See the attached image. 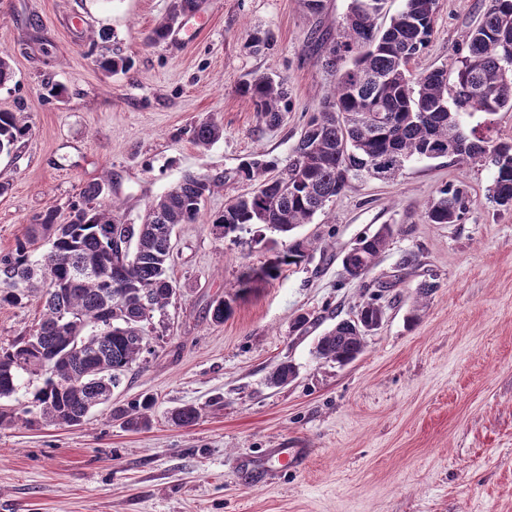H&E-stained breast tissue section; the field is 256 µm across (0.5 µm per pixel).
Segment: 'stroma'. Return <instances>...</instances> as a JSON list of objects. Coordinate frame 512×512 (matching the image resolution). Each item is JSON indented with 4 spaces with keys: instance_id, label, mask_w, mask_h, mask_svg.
<instances>
[{
    "instance_id": "1",
    "label": "stroma",
    "mask_w": 512,
    "mask_h": 512,
    "mask_svg": "<svg viewBox=\"0 0 512 512\" xmlns=\"http://www.w3.org/2000/svg\"><path fill=\"white\" fill-rule=\"evenodd\" d=\"M199 3L152 46L172 0H0V51L13 70L0 112L31 127L0 156V255L45 210L68 217L86 185L101 184L104 201L138 224L185 174L221 179L196 223L174 229L180 292L110 400L77 427L0 426V512H512V209L488 194L493 166L422 159L391 180L353 181L296 229L316 244L301 264L243 285L288 240L261 224L222 236L211 221L254 190L236 174L244 161L286 158L323 110L333 78L310 35L336 30L350 0H326L319 16L301 0ZM487 5L438 0L413 70L452 68ZM258 31L268 40L256 49ZM116 53L129 70L99 66ZM264 73L288 84L290 110L274 126L236 91ZM48 82L66 87L63 99L45 97ZM208 117L224 136L203 149L192 127ZM446 187L467 196L462 220L427 223V202ZM383 224L397 232L370 277L398 281L383 322L350 364L320 360L318 338L370 294L342 257ZM408 252L417 267L401 268ZM425 282L437 289L423 299ZM220 298L231 310L216 323ZM41 311L35 296L0 307V345L28 334ZM283 362L295 377L268 385ZM147 396L150 426L127 430L115 410ZM185 405L199 417L176 425L170 415ZM272 448L305 454L286 467Z\"/></svg>"
}]
</instances>
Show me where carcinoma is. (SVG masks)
I'll return each instance as SVG.
<instances>
[{"label": "carcinoma", "mask_w": 512, "mask_h": 512, "mask_svg": "<svg viewBox=\"0 0 512 512\" xmlns=\"http://www.w3.org/2000/svg\"><path fill=\"white\" fill-rule=\"evenodd\" d=\"M385 3L351 0L336 33L314 32L325 68L339 73L325 109L307 121L287 158L259 155L240 167L239 175L258 187L225 204L212 220L214 228L227 235L247 224H264L289 234L324 212L351 180L376 177L382 163L392 165V178L421 158L490 159V197L512 209V141H495L460 121L463 112L512 110V0H490L481 22L465 37L467 54L458 61L451 85L446 69L417 73L410 67L430 40L437 0H404L380 32L376 20ZM197 8L198 0H176L149 42L164 41L178 19ZM238 92L270 125L279 124L288 111L286 80L276 74L247 80ZM29 131L14 113L0 112V155L15 153ZM223 136L224 127L213 119L193 128L200 148ZM214 184L204 174L185 175L149 205L140 224L117 220L114 207L99 201L101 185L89 184L66 222L46 211L12 251L0 256V306H23L44 290L36 327L0 346V401L14 397L26 375L44 376L43 385L31 405L10 414L1 411L0 425L14 419L32 425L36 409L46 421L78 426L109 398L142 353L147 324L154 314H164L177 294L169 276L172 233L197 220ZM466 208L464 192L446 188L430 200L424 216L429 224H454ZM394 233V225L383 224L344 254V266L364 268L350 274L352 279L371 273ZM40 237L49 243L44 254L34 248ZM308 254L304 242L293 241L255 278H275L282 266L297 265ZM372 287L376 291L359 304L357 319L337 321L319 339V358L346 365L363 352L360 323L383 318L381 300L396 282L378 280ZM294 377V366L281 363L268 384L285 385ZM152 407L145 399L119 415L128 428L138 430L150 424Z\"/></svg>", "instance_id": "cac0c4a2"}]
</instances>
